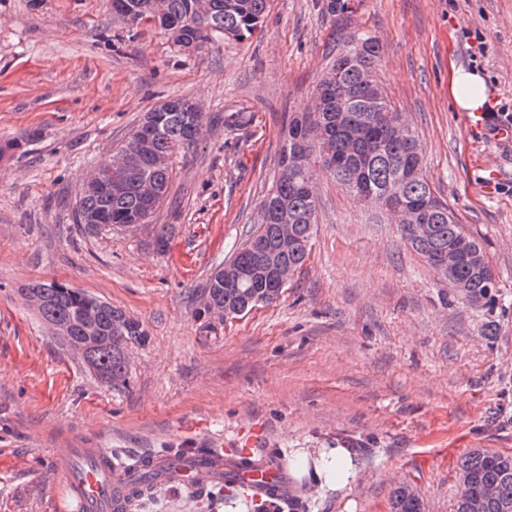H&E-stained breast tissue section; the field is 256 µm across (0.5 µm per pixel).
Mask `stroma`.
Instances as JSON below:
<instances>
[{"mask_svg": "<svg viewBox=\"0 0 512 512\" xmlns=\"http://www.w3.org/2000/svg\"><path fill=\"white\" fill-rule=\"evenodd\" d=\"M269 0L262 31L177 53L110 0H0V512H66L56 448L131 457L188 448L277 449L305 512H390L396 480L427 512H454L458 462L512 453V0ZM382 46L381 86L423 147L437 194L499 277L493 307L449 288L380 211L319 174L317 233L276 303L204 315L205 283L258 216L290 114L352 35ZM475 71L493 108H452L454 71ZM201 102L205 134L174 163L152 231L96 237L75 222L82 179L145 112ZM245 112V125L229 123ZM58 281L141 321L127 387L103 386L18 294ZM300 448H349L352 489L309 494ZM256 512L242 489L163 485L140 512Z\"/></svg>", "mask_w": 512, "mask_h": 512, "instance_id": "35a3bbf8", "label": "stroma"}]
</instances>
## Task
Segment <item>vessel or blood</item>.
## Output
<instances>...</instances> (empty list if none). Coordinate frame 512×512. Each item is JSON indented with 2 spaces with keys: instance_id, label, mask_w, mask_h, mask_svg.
<instances>
[{
  "instance_id": "b4317fda",
  "label": "vessel or blood",
  "mask_w": 512,
  "mask_h": 512,
  "mask_svg": "<svg viewBox=\"0 0 512 512\" xmlns=\"http://www.w3.org/2000/svg\"><path fill=\"white\" fill-rule=\"evenodd\" d=\"M52 463L65 480L71 512H122L132 476L113 468L109 449L57 448ZM143 463L163 484L200 489L223 485L229 477L249 489L259 502L285 500L294 493L285 462L268 454L254 458L246 469L220 448L189 452L185 464L174 473L169 472L168 459L162 455L145 456Z\"/></svg>"
}]
</instances>
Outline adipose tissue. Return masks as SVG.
Segmentation results:
<instances>
[{"label":"adipose tissue","mask_w":512,"mask_h":512,"mask_svg":"<svg viewBox=\"0 0 512 512\" xmlns=\"http://www.w3.org/2000/svg\"><path fill=\"white\" fill-rule=\"evenodd\" d=\"M449 93L456 111H481L486 97L482 77L474 72H453ZM298 476L309 487L342 488L356 476L353 454L347 448H301L297 451Z\"/></svg>","instance_id":"obj_1"}]
</instances>
